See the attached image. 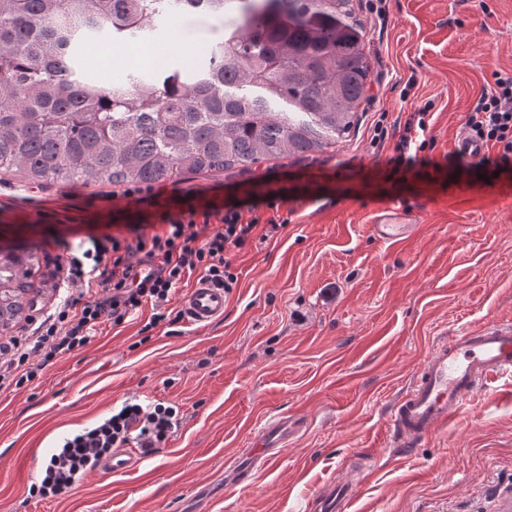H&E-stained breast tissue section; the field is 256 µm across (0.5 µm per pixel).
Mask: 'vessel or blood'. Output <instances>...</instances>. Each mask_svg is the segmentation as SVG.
<instances>
[{
	"label": "vessel or blood",
	"instance_id": "vessel-or-blood-1",
	"mask_svg": "<svg viewBox=\"0 0 512 512\" xmlns=\"http://www.w3.org/2000/svg\"><path fill=\"white\" fill-rule=\"evenodd\" d=\"M416 214V208L407 204L388 203L375 210L372 233L381 241H404L415 232ZM227 301L224 289L202 281L189 289L181 304L190 322L208 324L223 317ZM511 371V325L487 324L464 330L433 345L410 389L392 405L390 420L402 441L420 439L457 417L479 384ZM304 425L299 418H270L250 444L249 455L266 461L276 458ZM356 493L355 483H331L313 503V512H347Z\"/></svg>",
	"mask_w": 512,
	"mask_h": 512
}]
</instances>
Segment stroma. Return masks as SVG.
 I'll return each mask as SVG.
<instances>
[{"label": "stroma", "mask_w": 512, "mask_h": 512, "mask_svg": "<svg viewBox=\"0 0 512 512\" xmlns=\"http://www.w3.org/2000/svg\"><path fill=\"white\" fill-rule=\"evenodd\" d=\"M372 64L368 97L349 137L317 159L262 163L288 192L324 199L294 211L259 208L288 225L230 255L236 281L224 315L139 330L151 304L123 325L57 356L31 383L0 394V512H308L339 480L358 481L349 512H504L512 504V373L482 387L459 418L408 451L396 447L389 410L433 343L489 321L512 324V177L486 183L440 175L397 183L377 170L379 116L405 122L433 102L429 152L444 162L484 88L512 70V0H354ZM148 28L204 53L223 24L201 15L152 19ZM409 97L401 91L409 79ZM109 184L28 187L0 174V242L39 243V268L22 318L31 333L63 286L50 241L140 221L144 210ZM426 200L408 241L376 240L374 210ZM173 407L178 426L154 453L119 472L86 473L59 496L31 494L58 435L102 424L129 404ZM304 417L306 428L276 458L241 456L269 417ZM248 480L226 486L232 470Z\"/></svg>", "instance_id": "35a3bbf8"}]
</instances>
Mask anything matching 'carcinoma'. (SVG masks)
I'll list each match as a JSON object with an SVG mask.
<instances>
[{"mask_svg": "<svg viewBox=\"0 0 512 512\" xmlns=\"http://www.w3.org/2000/svg\"><path fill=\"white\" fill-rule=\"evenodd\" d=\"M224 21L201 66L85 79L76 51L146 40L143 19ZM353 0H0V173L25 184L161 185L308 159L349 137L371 64ZM38 249L0 244V329L25 311Z\"/></svg>", "mask_w": 512, "mask_h": 512, "instance_id": "obj_1", "label": "carcinoma"}]
</instances>
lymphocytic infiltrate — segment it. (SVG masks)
Here are the masks:
<instances>
[{
  "label": "lymphocytic infiltrate",
  "instance_id": "lymphocytic-infiltrate-1",
  "mask_svg": "<svg viewBox=\"0 0 512 512\" xmlns=\"http://www.w3.org/2000/svg\"><path fill=\"white\" fill-rule=\"evenodd\" d=\"M431 104L413 112L405 123L386 165L390 176L404 181L417 177L431 161L425 157ZM465 130L479 139L483 153L457 151L448 165L485 177L512 172V71L498 72L468 113ZM141 200L158 213L157 222L125 224L113 232H87L79 242L56 240L59 269L69 284L60 294L35 335L13 336L0 343V390L18 388L35 379L41 365L57 355L86 346L97 324L120 325L143 303L154 312L150 327L171 323L167 306L186 274L198 270L212 285L231 288L235 275L229 254L246 246L260 227L252 213L259 206L274 209L288 204L286 189H274L267 176L248 182L240 202L190 194L167 195L146 187ZM217 218L214 229L199 219ZM176 426L173 408L128 405L99 427L76 436L54 454L39 488L40 495L70 489L81 473L112 449L136 442L151 450Z\"/></svg>",
  "mask_w": 512,
  "mask_h": 512
}]
</instances>
